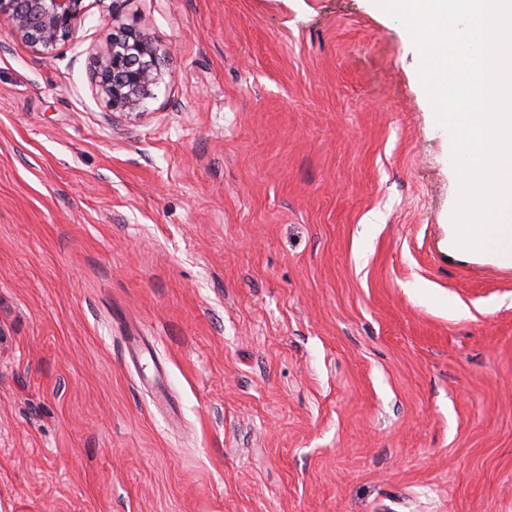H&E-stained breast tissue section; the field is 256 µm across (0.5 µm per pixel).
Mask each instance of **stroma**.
Instances as JSON below:
<instances>
[{
    "instance_id": "stroma-1",
    "label": "stroma",
    "mask_w": 512,
    "mask_h": 512,
    "mask_svg": "<svg viewBox=\"0 0 512 512\" xmlns=\"http://www.w3.org/2000/svg\"><path fill=\"white\" fill-rule=\"evenodd\" d=\"M120 26L166 54L131 118ZM418 65L376 0L0 28V512H512V266L450 245ZM165 57L136 30H113L109 46L94 60L97 98L113 114H141L136 111L154 96ZM122 356L136 362L141 377L152 386L158 387V393L164 396L166 372L158 363L150 348L140 336H126L122 346Z\"/></svg>"
}]
</instances>
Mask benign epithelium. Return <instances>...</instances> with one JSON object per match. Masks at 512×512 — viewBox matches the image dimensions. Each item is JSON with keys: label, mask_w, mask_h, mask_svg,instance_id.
<instances>
[{"label": "benign epithelium", "mask_w": 512, "mask_h": 512, "mask_svg": "<svg viewBox=\"0 0 512 512\" xmlns=\"http://www.w3.org/2000/svg\"><path fill=\"white\" fill-rule=\"evenodd\" d=\"M98 6L112 15L106 0H0V25L34 52L49 55L77 38L85 14ZM165 54L144 35L122 27L95 57L97 98L107 111L132 116L154 96Z\"/></svg>", "instance_id": "benign-epithelium-1"}]
</instances>
